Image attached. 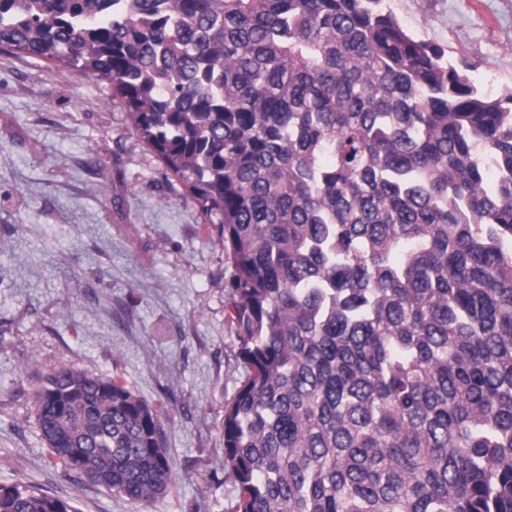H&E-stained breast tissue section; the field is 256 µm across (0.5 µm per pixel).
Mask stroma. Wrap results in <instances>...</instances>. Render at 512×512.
Returning <instances> with one entry per match:
<instances>
[{
	"label": "stroma",
	"instance_id": "1",
	"mask_svg": "<svg viewBox=\"0 0 512 512\" xmlns=\"http://www.w3.org/2000/svg\"><path fill=\"white\" fill-rule=\"evenodd\" d=\"M412 33L512 91V0H388ZM230 268L183 186L112 104L110 81L0 50V485L74 512H231L224 404L245 374ZM71 366L158 412L176 478L134 502L56 464L36 380Z\"/></svg>",
	"mask_w": 512,
	"mask_h": 512
}]
</instances>
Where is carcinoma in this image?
Wrapping results in <instances>:
<instances>
[{"label": "carcinoma", "instance_id": "carcinoma-1", "mask_svg": "<svg viewBox=\"0 0 512 512\" xmlns=\"http://www.w3.org/2000/svg\"><path fill=\"white\" fill-rule=\"evenodd\" d=\"M2 46L112 82L224 244L232 512H512V92L385 0H0ZM33 405L63 467L168 490L126 386L63 365Z\"/></svg>", "mask_w": 512, "mask_h": 512}]
</instances>
